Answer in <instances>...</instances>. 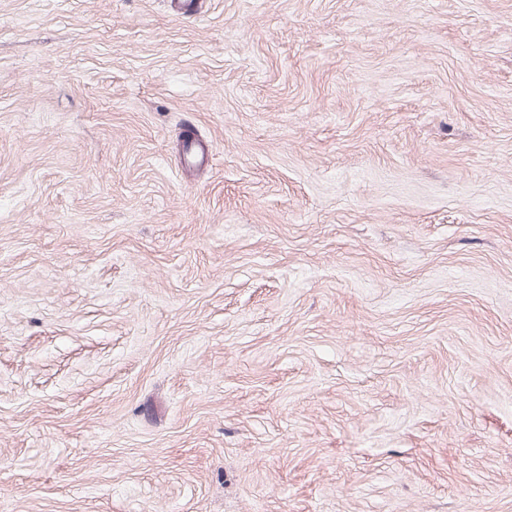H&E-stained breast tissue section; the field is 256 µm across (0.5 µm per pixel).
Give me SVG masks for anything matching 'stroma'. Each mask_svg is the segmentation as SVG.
<instances>
[{
	"mask_svg": "<svg viewBox=\"0 0 512 512\" xmlns=\"http://www.w3.org/2000/svg\"><path fill=\"white\" fill-rule=\"evenodd\" d=\"M0 512H512V0H0Z\"/></svg>",
	"mask_w": 512,
	"mask_h": 512,
	"instance_id": "35a3bbf8",
	"label": "stroma"
}]
</instances>
